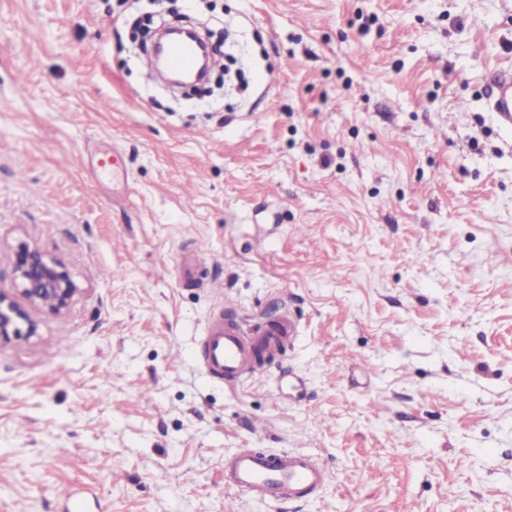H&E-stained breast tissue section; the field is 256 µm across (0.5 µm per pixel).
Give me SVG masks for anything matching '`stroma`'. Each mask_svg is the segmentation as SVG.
Listing matches in <instances>:
<instances>
[{"label": "stroma", "mask_w": 512, "mask_h": 512, "mask_svg": "<svg viewBox=\"0 0 512 512\" xmlns=\"http://www.w3.org/2000/svg\"><path fill=\"white\" fill-rule=\"evenodd\" d=\"M178 4L245 88L155 80V0H0V285L23 240L80 287L0 350V512H512V0ZM214 282L294 317L280 368L206 378ZM240 448L328 482L254 501ZM492 108L497 112L504 127H512V74L501 75L496 81V93L492 99ZM324 464L311 454L243 448L224 460V483L266 503L305 500L326 482Z\"/></svg>", "instance_id": "stroma-1"}]
</instances>
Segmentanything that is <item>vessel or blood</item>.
Segmentation results:
<instances>
[{
	"label": "vessel or blood",
	"mask_w": 512,
	"mask_h": 512,
	"mask_svg": "<svg viewBox=\"0 0 512 512\" xmlns=\"http://www.w3.org/2000/svg\"><path fill=\"white\" fill-rule=\"evenodd\" d=\"M492 108L504 127H512V74L500 76ZM299 330L288 316L235 321L215 311L202 333L201 366L212 380L235 384L285 355ZM327 479L324 464L311 454L283 450L264 453L243 448L224 460L227 486L266 503L285 505L307 499Z\"/></svg>",
	"instance_id": "obj_1"
}]
</instances>
